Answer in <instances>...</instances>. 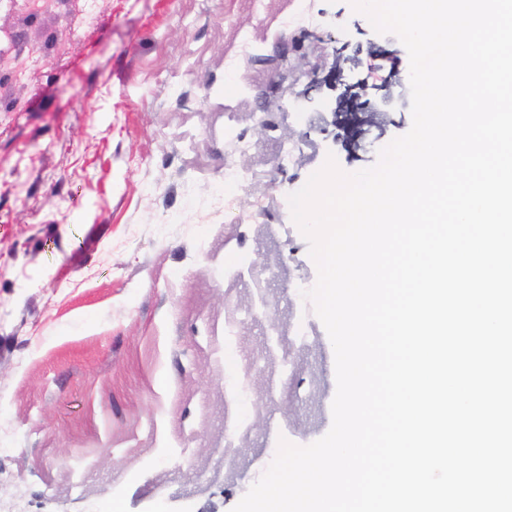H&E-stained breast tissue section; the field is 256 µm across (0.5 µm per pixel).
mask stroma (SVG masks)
Returning <instances> with one entry per match:
<instances>
[{
    "label": "stroma",
    "instance_id": "obj_1",
    "mask_svg": "<svg viewBox=\"0 0 512 512\" xmlns=\"http://www.w3.org/2000/svg\"><path fill=\"white\" fill-rule=\"evenodd\" d=\"M294 3L0 0V512H232L279 439L329 431L334 351L287 197L409 131L410 62L349 149L322 131L332 90L295 97L335 63L368 78L386 37L350 0L282 27ZM228 167L252 179L215 224Z\"/></svg>",
    "mask_w": 512,
    "mask_h": 512
}]
</instances>
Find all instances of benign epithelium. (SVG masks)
I'll return each mask as SVG.
<instances>
[{"mask_svg":"<svg viewBox=\"0 0 512 512\" xmlns=\"http://www.w3.org/2000/svg\"><path fill=\"white\" fill-rule=\"evenodd\" d=\"M396 75L398 72L392 70L381 83L371 85L365 80L343 82L341 68L337 66L322 77L313 75L311 84L315 87L326 86L331 90L343 87L338 103L328 102L324 104V109L331 114L329 125L343 132L347 146L358 148L364 135L376 125L375 98L378 92L388 91Z\"/></svg>","mask_w":512,"mask_h":512,"instance_id":"7a95c632","label":"benign epithelium"}]
</instances>
